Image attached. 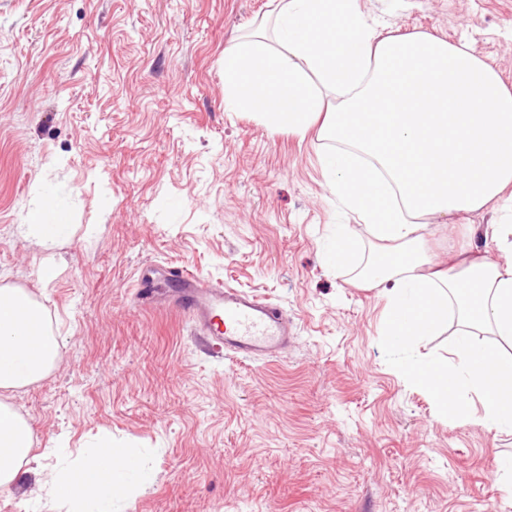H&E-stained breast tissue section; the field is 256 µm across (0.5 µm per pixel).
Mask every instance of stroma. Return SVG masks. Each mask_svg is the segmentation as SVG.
Segmentation results:
<instances>
[{
    "label": "stroma",
    "instance_id": "obj_1",
    "mask_svg": "<svg viewBox=\"0 0 512 512\" xmlns=\"http://www.w3.org/2000/svg\"><path fill=\"white\" fill-rule=\"evenodd\" d=\"M381 35L467 41L512 86V0H358ZM275 0H0V283L26 289L62 342L42 381L11 392L33 451L0 512H66L51 443L112 437L152 473L122 512H512L495 480L512 433L443 420L395 370L447 355L455 328L397 348L385 300L358 283L375 241L329 192L327 141L224 108V50ZM52 188L72 231L20 234ZM470 215L431 225L440 263L478 242ZM358 244L338 269V225ZM52 258L57 275L41 280ZM182 263L275 304L279 358L204 348L173 302L145 306L141 268Z\"/></svg>",
    "mask_w": 512,
    "mask_h": 512
}]
</instances>
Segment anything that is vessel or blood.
I'll use <instances>...</instances> for the list:
<instances>
[{"instance_id":"vessel-or-blood-1","label":"vessel or blood","mask_w":512,"mask_h":512,"mask_svg":"<svg viewBox=\"0 0 512 512\" xmlns=\"http://www.w3.org/2000/svg\"><path fill=\"white\" fill-rule=\"evenodd\" d=\"M177 285V306L194 322L200 342L240 360L276 357L288 344V322L273 304L224 287L182 264L165 269Z\"/></svg>"}]
</instances>
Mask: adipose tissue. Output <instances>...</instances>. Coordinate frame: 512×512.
<instances>
[{
    "mask_svg": "<svg viewBox=\"0 0 512 512\" xmlns=\"http://www.w3.org/2000/svg\"><path fill=\"white\" fill-rule=\"evenodd\" d=\"M224 103L272 130L305 135L319 127L330 143L320 157L329 190L366 224L380 250L361 277L386 299L388 345L432 335L455 317L451 358L396 369L425 388L440 415L512 432V88L467 44L428 32L379 37L357 0H278L272 40L224 51ZM504 217L485 225L509 259L465 257L437 267L423 248L432 219L460 224L488 206ZM69 229L56 194L43 195L23 227L43 250ZM501 342L493 348L485 336ZM61 343L42 305L0 285V488L20 481L33 446L7 393L47 377ZM62 443L53 486L67 512H113L133 483L150 475L131 450L111 440L75 458Z\"/></svg>",
    "mask_w": 512,
    "mask_h": 512,
    "instance_id": "ef3b65f1",
    "label": "adipose tissue"
}]
</instances>
